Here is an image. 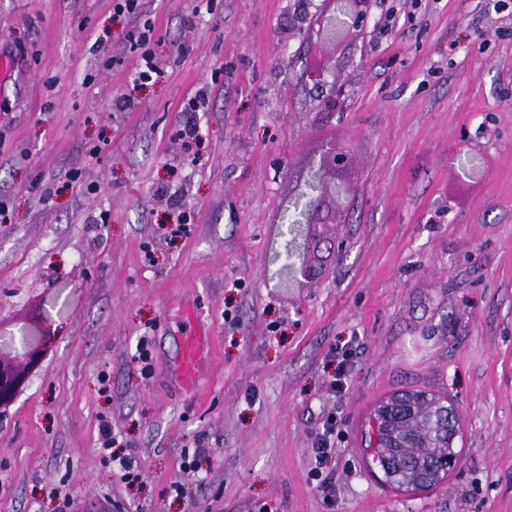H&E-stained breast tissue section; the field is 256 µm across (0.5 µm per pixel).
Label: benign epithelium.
I'll use <instances>...</instances> for the list:
<instances>
[{"mask_svg": "<svg viewBox=\"0 0 512 512\" xmlns=\"http://www.w3.org/2000/svg\"><path fill=\"white\" fill-rule=\"evenodd\" d=\"M371 2L319 0L314 8L320 41L334 44L351 34L367 21ZM346 160L344 149L328 148L313 164L304 186L294 193L295 202L306 203V209L293 251L297 261L290 264L288 270L290 282L309 279L313 275V267L305 261V254L320 242L316 227L323 224L321 214L326 203L345 201L353 191L343 175ZM69 305L70 296L61 287L43 298L29 317L22 320L0 318V409L12 404L32 382L54 341L53 316L64 315Z\"/></svg>", "mask_w": 512, "mask_h": 512, "instance_id": "7a95c632", "label": "benign epithelium"}]
</instances>
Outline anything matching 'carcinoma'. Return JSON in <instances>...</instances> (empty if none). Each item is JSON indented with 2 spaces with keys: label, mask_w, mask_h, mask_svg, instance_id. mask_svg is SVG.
Wrapping results in <instances>:
<instances>
[{
  "label": "carcinoma",
  "mask_w": 512,
  "mask_h": 512,
  "mask_svg": "<svg viewBox=\"0 0 512 512\" xmlns=\"http://www.w3.org/2000/svg\"><path fill=\"white\" fill-rule=\"evenodd\" d=\"M451 414L457 412L448 398L423 389L399 391L375 408L369 438L372 464L388 484L420 491L448 476L450 461L459 458Z\"/></svg>",
  "instance_id": "carcinoma-1"
}]
</instances>
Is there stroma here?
Segmentation results:
<instances>
[{"label":"stroma","instance_id":"stroma-1","mask_svg":"<svg viewBox=\"0 0 512 512\" xmlns=\"http://www.w3.org/2000/svg\"><path fill=\"white\" fill-rule=\"evenodd\" d=\"M315 33L305 0H0V317L72 299L0 412V512H512V0H373L344 41ZM147 49L167 73L141 85ZM332 144L354 188L323 228L340 251L287 293L285 206ZM198 324L210 362L188 390ZM409 388L449 398L463 448L412 495L366 452L373 409ZM331 412L330 507L309 471ZM103 418L138 482L100 452ZM209 338L201 333H194L182 338L178 373L183 385L192 389L198 373L208 358ZM333 368V369H332ZM350 368L349 352L342 353L334 351L328 362L329 390L332 392H341L346 383ZM331 369V371H329Z\"/></svg>","mask_w":512,"mask_h":512}]
</instances>
